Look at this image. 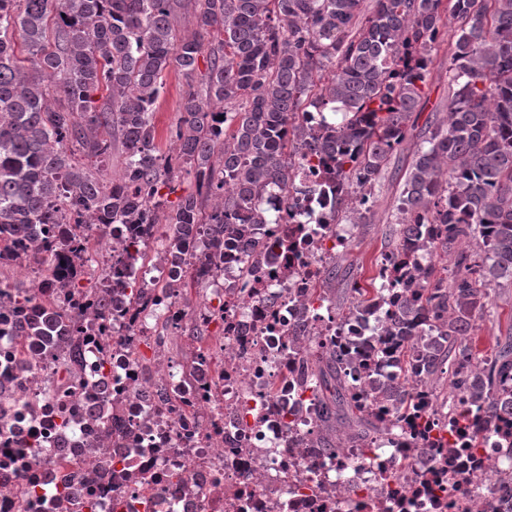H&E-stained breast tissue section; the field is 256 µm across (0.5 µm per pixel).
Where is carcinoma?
Wrapping results in <instances>:
<instances>
[{
    "label": "carcinoma",
    "mask_w": 512,
    "mask_h": 512,
    "mask_svg": "<svg viewBox=\"0 0 512 512\" xmlns=\"http://www.w3.org/2000/svg\"><path fill=\"white\" fill-rule=\"evenodd\" d=\"M0 0V235L34 238L56 224L61 203L73 223L94 218L124 224L152 206L158 223L164 188L196 170L198 188L180 198L166 224L170 256L183 288L193 278L181 254L189 226L210 224L234 240L267 218L262 195L287 191L296 157L309 149L336 165L348 186L336 194L338 215L357 214L373 195L390 156L404 140L423 95L440 30L451 28L448 112L423 136L407 169L388 256L404 247L411 225L425 224L416 249L433 257L408 265L406 294L393 329L409 333L410 359L438 410L460 403L491 418L512 407V336L482 354L475 321L496 314L487 286L512 285V0ZM193 11L197 31L182 35L177 9ZM206 72L193 85L199 59ZM188 81L184 116L158 146L156 105L170 72ZM310 112L341 114L312 127ZM124 148L123 173L102 177L112 139ZM451 257L443 266L438 263ZM381 267L367 285L318 288L347 318L383 298ZM65 314L41 310L36 335ZM431 332L413 331L420 319ZM322 346L302 361L299 384L317 401L318 447L334 452L336 425L368 444L382 431L373 406L395 415L409 394L370 382L372 401L349 381L351 364L368 365Z\"/></svg>",
    "instance_id": "carcinoma-1"
}]
</instances>
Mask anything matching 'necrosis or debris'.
I'll list each match as a JSON object with an SVG mask.
<instances>
[{
	"mask_svg": "<svg viewBox=\"0 0 512 512\" xmlns=\"http://www.w3.org/2000/svg\"><path fill=\"white\" fill-rule=\"evenodd\" d=\"M310 169L261 205L257 239L227 246L193 225L174 287L163 224H66L67 245L0 241V512H512V417L476 408L448 433L416 368L392 352L389 298L416 248L391 255L388 297L337 318L313 300L355 233ZM266 254L256 259L254 241ZM33 270L24 304L4 275ZM66 312L36 336L37 305ZM357 339L373 380L411 392L369 447L313 445L298 362Z\"/></svg>",
	"mask_w": 512,
	"mask_h": 512,
	"instance_id": "1",
	"label": "necrosis or debris"
}]
</instances>
